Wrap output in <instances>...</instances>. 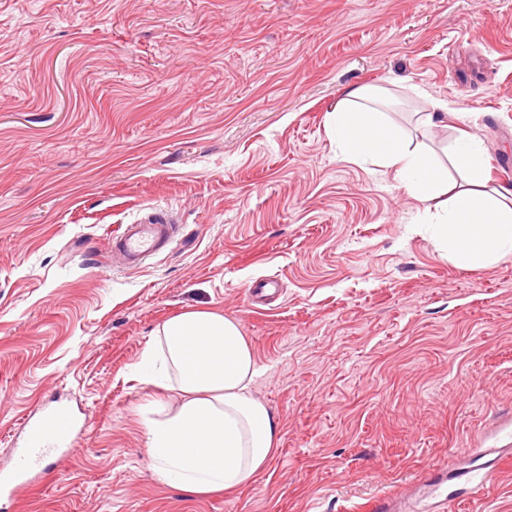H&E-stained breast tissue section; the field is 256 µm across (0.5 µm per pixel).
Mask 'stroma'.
<instances>
[{
    "label": "stroma",
    "mask_w": 512,
    "mask_h": 512,
    "mask_svg": "<svg viewBox=\"0 0 512 512\" xmlns=\"http://www.w3.org/2000/svg\"><path fill=\"white\" fill-rule=\"evenodd\" d=\"M363 86L435 168L469 134L512 190V0H0V469L43 406L86 421L8 512H441L429 473L502 447L512 255L461 268L409 232L448 200L337 148L327 114ZM434 100L456 114L423 127ZM157 207L175 242L114 262ZM192 310L240 321L280 432L208 494L155 474L135 374ZM458 512H512V461Z\"/></svg>",
    "instance_id": "1"
}]
</instances>
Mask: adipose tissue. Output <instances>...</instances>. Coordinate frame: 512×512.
<instances>
[{
	"label": "adipose tissue",
	"instance_id": "1",
	"mask_svg": "<svg viewBox=\"0 0 512 512\" xmlns=\"http://www.w3.org/2000/svg\"><path fill=\"white\" fill-rule=\"evenodd\" d=\"M384 96L364 86L346 92L328 115L340 150L363 163L394 169L401 188L419 201L448 199L445 220L424 213L446 257L468 268L512 254V191H487L484 151L476 138L460 141L449 158L463 187H455L424 155L405 145L377 110ZM139 381L179 392V403L143 407L146 448L157 476L194 493L229 490L252 482L279 443L275 417L253 393L260 375L236 319L194 310L164 321L141 353Z\"/></svg>",
	"mask_w": 512,
	"mask_h": 512
}]
</instances>
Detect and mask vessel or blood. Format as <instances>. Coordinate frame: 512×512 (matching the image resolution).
Returning a JSON list of instances; mask_svg holds the SVG:
<instances>
[{"label": "vessel or blood", "instance_id": "vessel-or-blood-1", "mask_svg": "<svg viewBox=\"0 0 512 512\" xmlns=\"http://www.w3.org/2000/svg\"><path fill=\"white\" fill-rule=\"evenodd\" d=\"M173 239L169 217L156 214L147 220L127 225L121 234L114 236L112 252L122 259L126 267L137 268L170 246ZM79 432L76 415L63 407L46 411L30 420L25 448L18 453L9 472L0 474V499L16 496L32 485L37 476L45 474L46 460L69 448L73 436ZM498 474L499 465L495 462L487 466H471L456 473L455 478L461 482L462 492L458 495L448 494V502L453 504L460 498L469 501L478 499Z\"/></svg>", "mask_w": 512, "mask_h": 512}]
</instances>
